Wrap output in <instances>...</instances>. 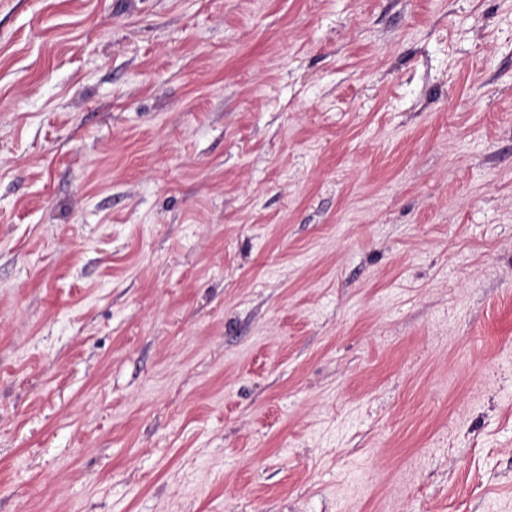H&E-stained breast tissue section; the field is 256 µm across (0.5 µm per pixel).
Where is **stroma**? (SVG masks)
<instances>
[{"instance_id": "stroma-1", "label": "stroma", "mask_w": 512, "mask_h": 512, "mask_svg": "<svg viewBox=\"0 0 512 512\" xmlns=\"http://www.w3.org/2000/svg\"><path fill=\"white\" fill-rule=\"evenodd\" d=\"M0 512H512V0H0Z\"/></svg>"}]
</instances>
